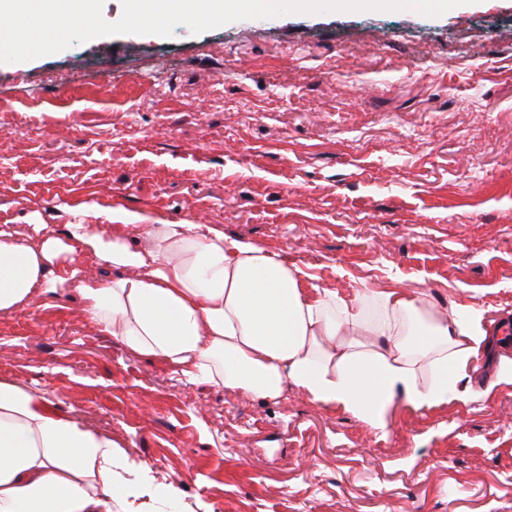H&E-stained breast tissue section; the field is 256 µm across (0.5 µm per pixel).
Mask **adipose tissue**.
Returning a JSON list of instances; mask_svg holds the SVG:
<instances>
[{
    "label": "adipose tissue",
    "mask_w": 512,
    "mask_h": 512,
    "mask_svg": "<svg viewBox=\"0 0 512 512\" xmlns=\"http://www.w3.org/2000/svg\"><path fill=\"white\" fill-rule=\"evenodd\" d=\"M130 229L121 218L75 223L35 244L0 230V313L69 282L81 249L117 271L73 282L98 332L187 383L263 399L291 385L375 430L395 402L456 397L471 358L491 348L471 306L446 318L396 288L348 297L312 288L287 256L201 224H146L137 239ZM425 368L435 375L428 385L418 379ZM146 483L111 433L0 378V512H112Z\"/></svg>",
    "instance_id": "ef3b65f1"
}]
</instances>
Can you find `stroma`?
I'll return each mask as SVG.
<instances>
[{
	"mask_svg": "<svg viewBox=\"0 0 512 512\" xmlns=\"http://www.w3.org/2000/svg\"><path fill=\"white\" fill-rule=\"evenodd\" d=\"M209 224L308 283L400 288L512 324V0L103 36L0 63V225ZM512 336L462 399L385 430L294 387L187 384L74 289L0 315V377L47 392L177 490L178 512H512Z\"/></svg>",
	"mask_w": 512,
	"mask_h": 512,
	"instance_id": "35a3bbf8",
	"label": "stroma"
}]
</instances>
